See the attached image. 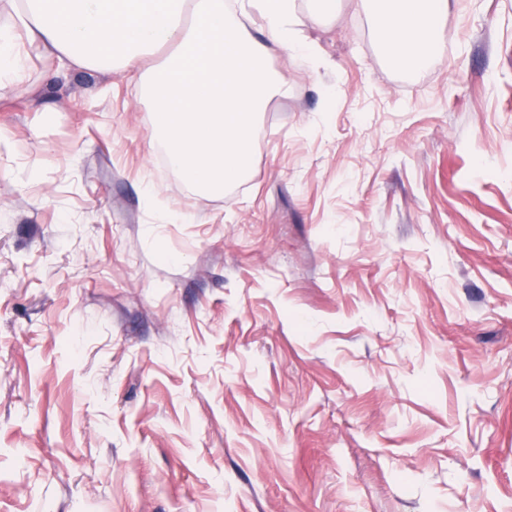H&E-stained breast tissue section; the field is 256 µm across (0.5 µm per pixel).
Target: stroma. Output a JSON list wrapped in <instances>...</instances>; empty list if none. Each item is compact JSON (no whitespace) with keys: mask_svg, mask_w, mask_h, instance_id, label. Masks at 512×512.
<instances>
[{"mask_svg":"<svg viewBox=\"0 0 512 512\" xmlns=\"http://www.w3.org/2000/svg\"><path fill=\"white\" fill-rule=\"evenodd\" d=\"M301 29L217 194L125 73L0 90V512H512V0ZM379 44L408 69H418L445 50L449 0H360Z\"/></svg>","mask_w":512,"mask_h":512,"instance_id":"35a3bbf8","label":"stroma"}]
</instances>
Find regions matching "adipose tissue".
<instances>
[{
  "label": "adipose tissue",
  "mask_w": 512,
  "mask_h": 512,
  "mask_svg": "<svg viewBox=\"0 0 512 512\" xmlns=\"http://www.w3.org/2000/svg\"><path fill=\"white\" fill-rule=\"evenodd\" d=\"M0 24V89L23 83L31 51L58 61L141 76L157 116L153 138L172 171L197 193L223 191L245 175L258 112L287 81L272 72V49L321 58L302 34L301 15L321 22L336 0H7ZM379 44L416 69L445 50L449 0H360ZM261 21L255 38L247 21ZM165 46L164 63L143 69Z\"/></svg>",
  "instance_id": "adipose-tissue-1"
}]
</instances>
